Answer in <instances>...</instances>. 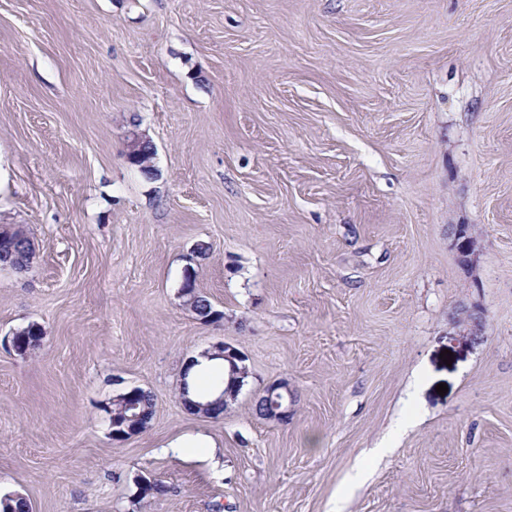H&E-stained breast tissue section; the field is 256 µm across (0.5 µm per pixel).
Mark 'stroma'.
I'll use <instances>...</instances> for the list:
<instances>
[{"instance_id": "1", "label": "stroma", "mask_w": 512, "mask_h": 512, "mask_svg": "<svg viewBox=\"0 0 512 512\" xmlns=\"http://www.w3.org/2000/svg\"><path fill=\"white\" fill-rule=\"evenodd\" d=\"M134 131L154 176L127 160ZM14 225L36 258L0 269L1 496L512 512V0H0ZM190 269L222 320L184 306ZM31 323L40 347L8 349ZM219 342L248 376L200 418L180 374ZM279 381L285 423L252 411ZM133 387L153 419L113 440L104 406ZM198 434L214 454L176 447ZM142 479L165 493L139 498ZM195 365L194 359L187 358L186 361L183 364L180 384H179V393H178V399L184 409L198 417L202 418H215L212 416L211 412H208V409L210 408L211 402H205V403H199L197 401L192 400L191 398L195 399L193 394L191 393V398L189 397V391L187 389L186 385V376L192 369V367ZM210 410V409H209Z\"/></svg>"}]
</instances>
